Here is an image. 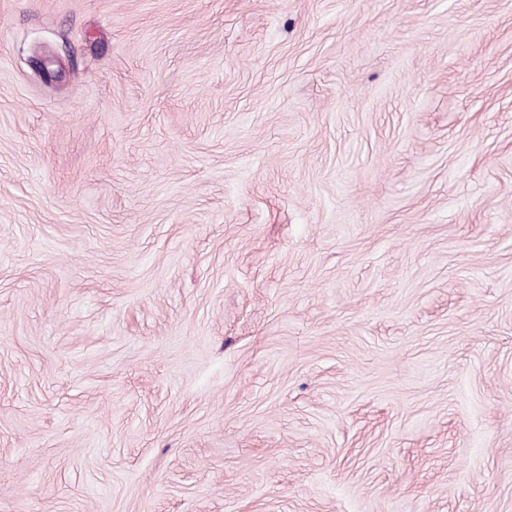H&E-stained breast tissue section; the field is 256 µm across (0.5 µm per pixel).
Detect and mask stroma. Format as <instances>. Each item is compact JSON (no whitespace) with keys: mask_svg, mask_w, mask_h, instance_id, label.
Segmentation results:
<instances>
[{"mask_svg":"<svg viewBox=\"0 0 512 512\" xmlns=\"http://www.w3.org/2000/svg\"><path fill=\"white\" fill-rule=\"evenodd\" d=\"M0 512H512V0H0Z\"/></svg>","mask_w":512,"mask_h":512,"instance_id":"stroma-1","label":"stroma"}]
</instances>
